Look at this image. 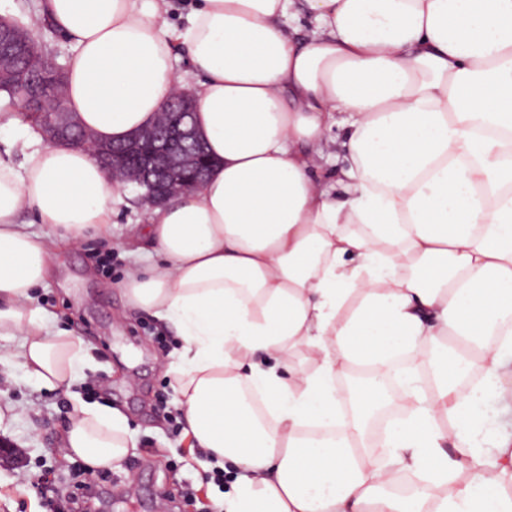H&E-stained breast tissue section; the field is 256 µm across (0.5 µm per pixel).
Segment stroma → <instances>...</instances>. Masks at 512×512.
Returning <instances> with one entry per match:
<instances>
[{"instance_id": "1", "label": "stroma", "mask_w": 512, "mask_h": 512, "mask_svg": "<svg viewBox=\"0 0 512 512\" xmlns=\"http://www.w3.org/2000/svg\"><path fill=\"white\" fill-rule=\"evenodd\" d=\"M39 0H0V14L28 29L44 51L66 65L71 47L37 14ZM128 204L112 217L109 239L90 235L56 252L37 301L56 324L81 337L91 361L73 390H49L18 368L0 366V438L21 448V459L0 460V512H51L48 498L31 486L34 474L48 473L67 487L83 472L67 459L64 430L74 398L122 409L137 439V450L120 467L107 470L82 512H218L229 490L205 468L204 454L189 447L178 394L167 373L180 339L163 322L129 305L121 284L132 258L125 252L145 203L137 186ZM111 252L103 271L96 254Z\"/></svg>"}]
</instances>
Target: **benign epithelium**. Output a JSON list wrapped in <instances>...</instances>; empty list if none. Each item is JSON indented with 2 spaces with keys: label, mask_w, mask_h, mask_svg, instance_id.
<instances>
[{
  "label": "benign epithelium",
  "mask_w": 512,
  "mask_h": 512,
  "mask_svg": "<svg viewBox=\"0 0 512 512\" xmlns=\"http://www.w3.org/2000/svg\"><path fill=\"white\" fill-rule=\"evenodd\" d=\"M22 56L15 28L0 26V63L13 68ZM43 76L34 82L26 72L18 73L21 82L30 86L24 96L14 102L27 114L41 111L47 114L41 126L44 140L49 144L65 143L85 146L91 143L88 134L77 129L72 113L58 106L49 85L56 78L59 66L44 56ZM167 121L154 122L133 133L118 146L94 148L97 159L126 183L144 190L143 199L151 205H161L175 192L191 190L204 180L203 144L192 122L194 104L191 94L184 91L163 107Z\"/></svg>",
  "instance_id": "obj_1"
}]
</instances>
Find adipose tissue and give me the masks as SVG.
I'll return each mask as SVG.
<instances>
[{"mask_svg":"<svg viewBox=\"0 0 512 512\" xmlns=\"http://www.w3.org/2000/svg\"><path fill=\"white\" fill-rule=\"evenodd\" d=\"M39 11L96 142L195 100L212 166L147 206L122 288L182 340L186 434L237 469L223 512H512V441L484 411L512 404V0H190L181 27L169 0ZM2 126L22 159L0 155V337L21 345L0 365L68 389L88 347L34 290L55 242L109 238L125 185L23 113ZM333 143L347 163L319 176ZM74 410L64 443L89 468L136 449L120 409Z\"/></svg>","mask_w":512,"mask_h":512,"instance_id":"ef3b65f1","label":"adipose tissue"}]
</instances>
